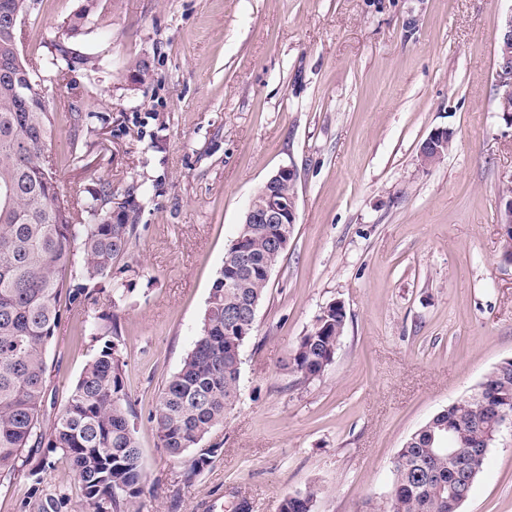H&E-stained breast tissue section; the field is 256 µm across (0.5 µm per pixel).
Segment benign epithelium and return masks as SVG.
<instances>
[{
    "mask_svg": "<svg viewBox=\"0 0 512 512\" xmlns=\"http://www.w3.org/2000/svg\"><path fill=\"white\" fill-rule=\"evenodd\" d=\"M498 68L503 91L499 97L502 111L509 114L512 123V111L507 102L512 99V14L501 23L498 38ZM451 133L445 129L432 131L419 149V161L423 166H431L448 152V137ZM297 170L292 166L280 168L254 196L244 214L242 224H293L297 216V195L275 190L280 184L290 187L296 185Z\"/></svg>",
    "mask_w": 512,
    "mask_h": 512,
    "instance_id": "benign-epithelium-1",
    "label": "benign epithelium"
}]
</instances>
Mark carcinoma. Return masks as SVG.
<instances>
[{
	"mask_svg": "<svg viewBox=\"0 0 512 512\" xmlns=\"http://www.w3.org/2000/svg\"><path fill=\"white\" fill-rule=\"evenodd\" d=\"M28 0H0V60L15 61L0 73V479L27 471L40 448L58 453L77 476L81 495L93 512H140L144 481L142 452L124 384L116 324L109 316L90 325L94 354L85 365L52 430L41 431L38 416L45 395L47 346L61 317L58 305L67 289L71 305L88 307L92 283L112 280L117 258L138 234L135 218L146 193L131 182L112 207V184L91 182L72 205L64 200L57 170L46 156L53 112L36 92L42 77L30 69L20 49ZM98 28L95 0L70 16L62 36L78 41ZM54 51L43 71L64 77L83 60L50 38ZM33 82L26 99L20 84ZM87 144L74 137L67 163L83 172ZM286 224H258L240 251L228 247L212 283L202 325L179 369L165 381L151 416L160 446L173 458L196 451L181 474L190 484L217 449L204 447L224 424L239 396L245 337L224 311L261 304L265 269L282 254L270 238ZM346 328L344 307L329 304L290 354L287 369L305 381L323 375L333 362ZM512 416V363L490 370L473 391L410 434L393 461V479L372 512H459L500 435V415ZM318 489L285 496L279 512H314ZM67 500L49 494L36 512H62Z\"/></svg>",
	"mask_w": 512,
	"mask_h": 512,
	"instance_id": "1",
	"label": "carcinoma"
}]
</instances>
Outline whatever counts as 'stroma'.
Instances as JSON below:
<instances>
[{
  "label": "stroma",
  "instance_id": "obj_1",
  "mask_svg": "<svg viewBox=\"0 0 512 512\" xmlns=\"http://www.w3.org/2000/svg\"><path fill=\"white\" fill-rule=\"evenodd\" d=\"M83 0H30L21 50L47 55ZM512 0H100V27L73 43L83 64L47 82L48 153L61 192L83 197L66 162L69 102L92 171L150 192L116 267V315L144 459L141 512H278L319 488L314 512L382 501L405 438L512 358V264L502 260L500 193L512 179V126L497 112L498 27ZM112 60V74L91 70ZM145 61L142 83L128 63ZM445 128L447 155L421 166ZM296 168L297 220L242 346L241 396L210 437L195 482L160 448L151 416L199 331L210 288L258 189ZM346 329L331 365L305 382L284 364L330 303ZM89 330L65 313L48 346L39 415L50 431L90 360ZM39 482H0V512L67 497L88 512L59 454L29 461ZM460 512H512V430L491 448ZM448 137L451 139V133L448 130L435 129L432 131L419 149L420 164L431 166L440 157L442 158L448 152Z\"/></svg>",
  "mask_w": 512,
  "mask_h": 512
}]
</instances>
